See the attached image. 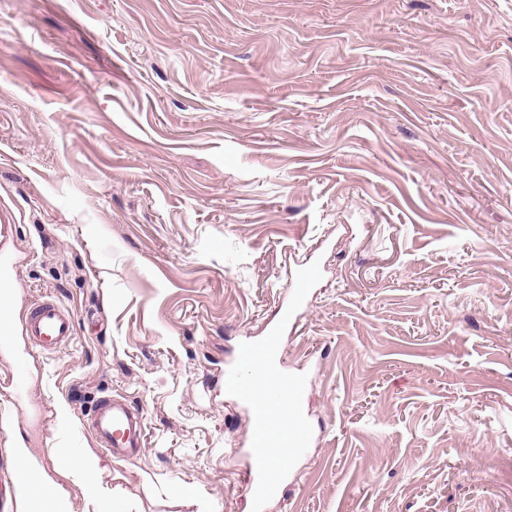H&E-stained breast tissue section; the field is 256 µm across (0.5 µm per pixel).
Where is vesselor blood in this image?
<instances>
[{
  "label": "vessel or blood",
  "instance_id": "obj_1",
  "mask_svg": "<svg viewBox=\"0 0 512 512\" xmlns=\"http://www.w3.org/2000/svg\"><path fill=\"white\" fill-rule=\"evenodd\" d=\"M293 309L283 308L277 327L269 329L262 344L264 353L278 356L285 327L296 326ZM25 336L32 345L48 352L66 346L74 335V321L68 309L53 298L45 297L32 303L21 322L0 314V344L8 345L10 336ZM244 370L232 382L234 391L253 390L263 405L276 413L275 429L257 433L251 450L252 466L245 477L247 491L251 494L256 512H263L267 500L282 485L285 472L274 466L270 449L283 447L288 457L301 455L310 440V427L300 412V385L288 373L276 379L259 381L253 358H245ZM91 426L94 435L107 452L136 457L145 446L146 431L142 417L124 398H100L92 411Z\"/></svg>",
  "mask_w": 512,
  "mask_h": 512
}]
</instances>
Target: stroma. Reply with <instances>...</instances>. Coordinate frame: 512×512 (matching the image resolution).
<instances>
[{
  "label": "stroma",
  "instance_id": "obj_1",
  "mask_svg": "<svg viewBox=\"0 0 512 512\" xmlns=\"http://www.w3.org/2000/svg\"><path fill=\"white\" fill-rule=\"evenodd\" d=\"M2 224L14 316L74 339L21 399L0 352V512L87 449L115 512H255L225 383L310 267L264 512H512V0H0ZM19 332L32 345L48 352L66 346L74 335V321L68 309L51 297L32 303L24 319L16 325L11 315L0 314V343L9 348V338ZM91 426L94 435L111 454L134 458L145 447L142 416L122 397L100 398L92 411Z\"/></svg>",
  "mask_w": 512,
  "mask_h": 512
}]
</instances>
